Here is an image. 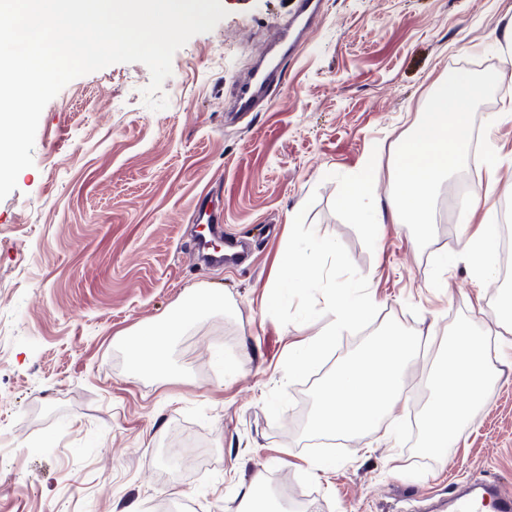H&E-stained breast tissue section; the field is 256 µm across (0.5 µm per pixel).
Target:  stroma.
Returning a JSON list of instances; mask_svg holds the SVG:
<instances>
[{
  "label": "stroma",
  "instance_id": "35a3bbf8",
  "mask_svg": "<svg viewBox=\"0 0 512 512\" xmlns=\"http://www.w3.org/2000/svg\"><path fill=\"white\" fill-rule=\"evenodd\" d=\"M226 17L172 59L154 111L141 63L78 77L43 109L33 167L0 200V512H234L259 465L270 483L312 498L316 512H448L464 484L512 487V371L490 377L483 401L446 456L422 454L425 383L459 326L512 341L494 324L505 280L476 279L460 257L465 230L441 186L436 236L411 246L388 224L374 250L331 205L335 175L377 155L376 196L387 198L396 149L431 85L457 70H499L497 43L512 0H323L321 21L282 63L269 107L245 118L224 99L286 0H222ZM512 80L475 115L463 179L485 178L490 151L512 155ZM212 197L224 236L252 263L194 260L193 212ZM318 234L346 247L379 308L361 334H343L280 422L264 401L283 381L290 344L323 320L281 325L266 293L300 209ZM219 306L185 324L156 371L130 368L125 333L178 313L193 295ZM430 335L406 372L396 442L392 415L331 447L306 423L316 392L343 357L387 328ZM335 462L327 479L307 460Z\"/></svg>",
  "mask_w": 512,
  "mask_h": 512
}]
</instances>
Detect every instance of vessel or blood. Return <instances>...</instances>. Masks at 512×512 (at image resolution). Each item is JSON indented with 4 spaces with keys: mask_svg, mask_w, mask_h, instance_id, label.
<instances>
[{
    "mask_svg": "<svg viewBox=\"0 0 512 512\" xmlns=\"http://www.w3.org/2000/svg\"><path fill=\"white\" fill-rule=\"evenodd\" d=\"M320 7L321 0H294L289 13L271 26L264 46L256 53L254 67L228 98L230 111L256 112L269 104L272 91L282 80V61L297 50ZM490 504L496 512H512V491L495 484L485 494H457L448 500L450 512H484Z\"/></svg>",
    "mask_w": 512,
    "mask_h": 512,
    "instance_id": "obj_1",
    "label": "vessel or blood"
}]
</instances>
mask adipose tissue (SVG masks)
I'll return each instance as SVG.
<instances>
[{
	"mask_svg": "<svg viewBox=\"0 0 512 512\" xmlns=\"http://www.w3.org/2000/svg\"><path fill=\"white\" fill-rule=\"evenodd\" d=\"M463 250L479 277L496 274L494 225L480 226L470 234ZM197 310V303L192 301L183 315L164 326L141 327L128 345L131 366L141 371L156 368L164 352V340L177 335ZM420 342V337L391 330L366 348L359 360L337 363L322 385L321 404L309 419L311 435L361 433L381 415L399 407L403 401V373ZM493 360L486 333L460 329L455 333L453 349L435 364L426 381L428 409L423 437L425 447L436 458H443L449 444L460 438L474 407L481 403L486 382L497 372ZM237 500L236 512H288L280 498L268 492L267 473L262 467L252 470Z\"/></svg>",
	"mask_w": 512,
	"mask_h": 512,
	"instance_id": "obj_1",
	"label": "adipose tissue"
}]
</instances>
